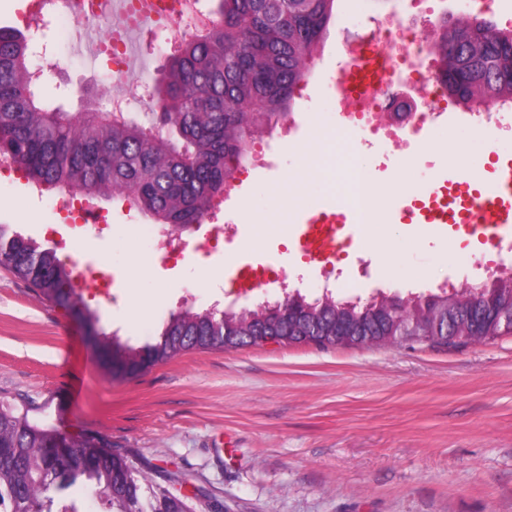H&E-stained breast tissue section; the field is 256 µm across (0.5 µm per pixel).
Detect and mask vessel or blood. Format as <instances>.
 Returning <instances> with one entry per match:
<instances>
[{"label":"vessel or blood","instance_id":"obj_1","mask_svg":"<svg viewBox=\"0 0 512 512\" xmlns=\"http://www.w3.org/2000/svg\"><path fill=\"white\" fill-rule=\"evenodd\" d=\"M398 213L431 232L461 230L484 243L512 239V152L497 156L489 177H448ZM359 222L355 212L340 205L308 206L297 213L293 231L304 254L322 264L340 253Z\"/></svg>","mask_w":512,"mask_h":512}]
</instances>
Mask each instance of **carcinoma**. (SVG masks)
Masks as SVG:
<instances>
[{
    "label": "carcinoma",
    "instance_id": "cac0c4a2",
    "mask_svg": "<svg viewBox=\"0 0 512 512\" xmlns=\"http://www.w3.org/2000/svg\"><path fill=\"white\" fill-rule=\"evenodd\" d=\"M220 19L175 46L162 78L149 92L157 112L73 114L42 99L27 36L0 26V159L21 162L29 183L89 200L120 199L154 224L176 231L198 224L224 198L227 162L242 160L255 135L288 119L295 90L308 76L334 0H217ZM439 74L448 96L481 107L512 94V30L473 19L437 42ZM0 264L37 294L64 308L83 304L72 272L55 250L0 225ZM366 304L293 298L291 315L274 310H231L226 319L186 307L162 326L160 340L141 347L117 334L104 337L142 369L138 354L152 349L164 362L193 348L262 344L275 334L285 343L334 345L342 330L358 343L399 342L394 300ZM512 300V275L501 277L480 300H461L446 289L408 300L420 313L417 342L443 345L499 336ZM54 430L28 414L0 405V512H80L65 491L77 485L99 493L103 512H193L169 487L142 484L127 457L103 439L82 435L60 455L50 448Z\"/></svg>",
    "mask_w": 512,
    "mask_h": 512
}]
</instances>
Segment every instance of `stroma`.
I'll return each instance as SVG.
<instances>
[{
  "instance_id": "stroma-1",
  "label": "stroma",
  "mask_w": 512,
  "mask_h": 512,
  "mask_svg": "<svg viewBox=\"0 0 512 512\" xmlns=\"http://www.w3.org/2000/svg\"><path fill=\"white\" fill-rule=\"evenodd\" d=\"M387 13L408 17L407 0H335L324 52L294 97L295 131L269 149L276 169L248 170L237 205L219 213L247 238L213 247L211 279L198 267V244L211 242L207 224L187 231L183 253L165 258L146 250L141 232L149 222L126 202L100 201L111 225L92 235L61 223L50 203L29 201L21 209L30 194L24 172L0 181V224L108 281L81 288L98 316L91 328L0 265V403L67 437H103L136 471L188 496L196 512L216 504L223 512H512V334L457 349L405 343L191 350L117 377L93 340L114 333L135 346L155 342L172 313L188 304L209 308L228 293L237 309L277 299L272 289L239 288L224 267L286 253L285 237L273 227L287 208L288 182L304 179L307 203L339 199L335 186L346 172L314 145L328 136L335 149L364 152L332 110L336 61L347 37ZM435 14L452 28L480 18L512 29V0H435ZM33 23L38 43L48 46L35 60L44 99L72 112L101 111L111 92L127 96L129 111H149L146 88L166 63L163 35L135 34L136 67L108 82L94 53L108 26L95 25L89 36L85 23L61 16ZM424 134L431 147L367 154L361 177L381 203L355 235L354 256L338 265L337 299L434 293L475 267L492 280L494 249L468 251L443 232L398 253L391 230L395 207L428 176L489 174L483 154L512 150V138L493 118L480 126L439 121ZM454 143L468 147L466 160L451 155ZM137 264L145 267L138 288L146 314L132 322L117 293Z\"/></svg>"
}]
</instances>
